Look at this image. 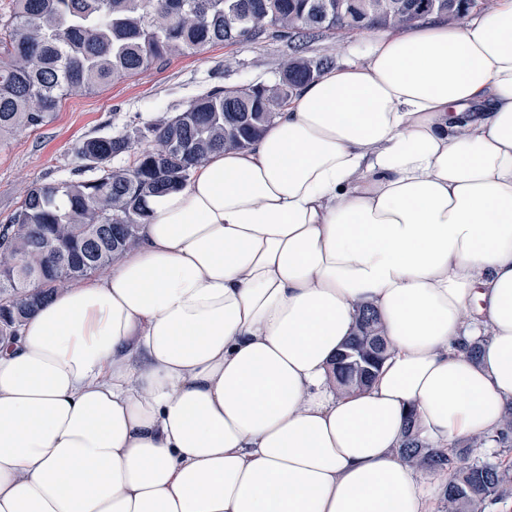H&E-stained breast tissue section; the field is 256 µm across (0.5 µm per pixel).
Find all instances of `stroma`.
<instances>
[{
	"mask_svg": "<svg viewBox=\"0 0 512 512\" xmlns=\"http://www.w3.org/2000/svg\"><path fill=\"white\" fill-rule=\"evenodd\" d=\"M367 39L364 33L340 42L318 35L307 39L304 47L307 55L330 56L339 64L354 58ZM291 55L287 39L271 30L257 41L207 46L161 68L63 100L47 123L0 143V224L20 205L30 186L81 177L73 152L80 140L134 133L160 117L184 111L199 95L216 87L273 82Z\"/></svg>",
	"mask_w": 512,
	"mask_h": 512,
	"instance_id": "35a3bbf8",
	"label": "stroma"
}]
</instances>
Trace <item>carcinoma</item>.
Returning a JSON list of instances; mask_svg holds the SVG:
<instances>
[{"label":"carcinoma","instance_id":"cac0c4a2","mask_svg":"<svg viewBox=\"0 0 512 512\" xmlns=\"http://www.w3.org/2000/svg\"><path fill=\"white\" fill-rule=\"evenodd\" d=\"M363 11L356 28L336 23V0H13L0 25V137L48 121L66 98L131 78L214 44L260 39L274 29L300 43L319 34L412 28L418 0H343ZM332 65L296 48L278 83L214 89L184 111L134 135L79 141L74 154L90 178L30 186L0 224V339L52 295L112 266L136 248L149 220L147 200L184 186L211 153L238 150L260 137L303 83ZM129 154L133 162L112 166ZM389 353L377 313L359 309L353 335L336 355L340 390L362 389ZM512 442V417L490 438ZM408 462L446 471L443 512H482L512 483V469L469 460V448H431L408 421L398 448Z\"/></svg>","mask_w":512,"mask_h":512}]
</instances>
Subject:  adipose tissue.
Returning <instances> with one entry per match:
<instances>
[{"label": "adipose tissue", "mask_w": 512, "mask_h": 512, "mask_svg": "<svg viewBox=\"0 0 512 512\" xmlns=\"http://www.w3.org/2000/svg\"><path fill=\"white\" fill-rule=\"evenodd\" d=\"M149 207L0 342V512H436L408 417L512 410V0L371 33ZM361 305L392 350L340 396Z\"/></svg>", "instance_id": "adipose-tissue-1"}]
</instances>
